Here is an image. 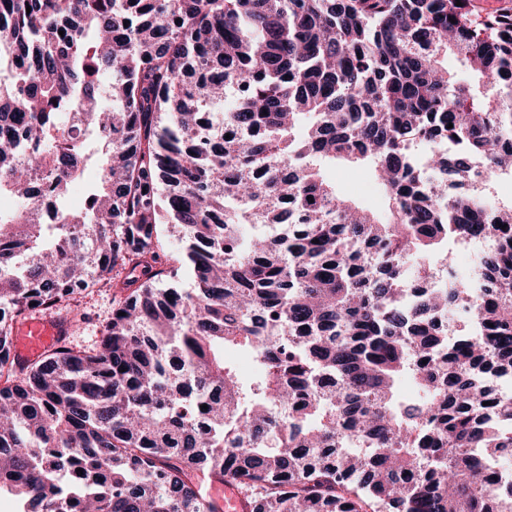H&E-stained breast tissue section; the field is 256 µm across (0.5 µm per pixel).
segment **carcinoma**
Returning <instances> with one entry per match:
<instances>
[{
    "instance_id": "cac0c4a2",
    "label": "carcinoma",
    "mask_w": 512,
    "mask_h": 512,
    "mask_svg": "<svg viewBox=\"0 0 512 512\" xmlns=\"http://www.w3.org/2000/svg\"><path fill=\"white\" fill-rule=\"evenodd\" d=\"M2 44L0 493L220 512L205 478L250 512H512V201L472 176L512 174V6L0 0ZM336 159L387 218L336 192ZM102 287L94 347L15 360L17 323L77 328ZM213 494L219 493L224 498V507L221 512H249L250 507L246 495L238 486L230 481L224 484L212 485Z\"/></svg>"
}]
</instances>
